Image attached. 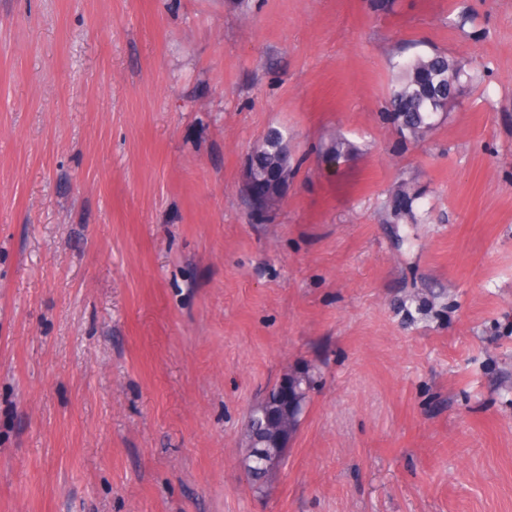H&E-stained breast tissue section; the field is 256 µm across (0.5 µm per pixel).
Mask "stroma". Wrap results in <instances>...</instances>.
<instances>
[{"mask_svg":"<svg viewBox=\"0 0 512 512\" xmlns=\"http://www.w3.org/2000/svg\"><path fill=\"white\" fill-rule=\"evenodd\" d=\"M407 45L483 72L419 144ZM0 512H512V0H0ZM285 135L278 129H271L258 141L254 147L248 163L252 159L253 153H261L260 165L262 169H278L286 167L290 169L293 165V157L286 145ZM420 198L417 190L402 188L390 198L388 207L391 223L400 224L407 221H416L414 202ZM292 387L288 397L271 403L264 401L258 407L252 409L245 420L244 428L247 431L249 443L244 448L241 458V466L247 475L248 482L255 493H263L269 479L277 468L276 461L281 457L285 445L279 440L278 430L275 426H268L266 417L283 419L284 425H291L295 430L306 400L308 379L305 377L288 378ZM300 403L301 410L297 414L290 415L289 408L292 402ZM253 447L263 448L265 463L263 467L259 461H253Z\"/></svg>","mask_w":512,"mask_h":512,"instance_id":"35a3bbf8","label":"stroma"}]
</instances>
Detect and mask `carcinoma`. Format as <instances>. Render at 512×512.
<instances>
[{"label":"carcinoma","mask_w":512,"mask_h":512,"mask_svg":"<svg viewBox=\"0 0 512 512\" xmlns=\"http://www.w3.org/2000/svg\"><path fill=\"white\" fill-rule=\"evenodd\" d=\"M395 77L390 89L385 113L396 126L400 136L407 141L418 142L437 125L444 112L458 99L467 84L480 79L472 63L433 48L428 52L415 53L392 62ZM327 155L336 161L347 160L354 146L341 135L331 137ZM261 154L263 169L291 168L293 157L285 143V135L278 129H271L253 149ZM420 198L416 190L402 188L390 198L388 207L391 223L400 224L416 220L414 202ZM292 387L287 397L265 401L252 409L245 420L249 443L244 449L241 466L255 493H263L269 479L277 468L276 461L284 451L278 430L266 424V417L284 420V425L297 427L300 414L289 413L294 402L303 404L306 400L308 379L291 378Z\"/></svg>","instance_id":"carcinoma-1"}]
</instances>
